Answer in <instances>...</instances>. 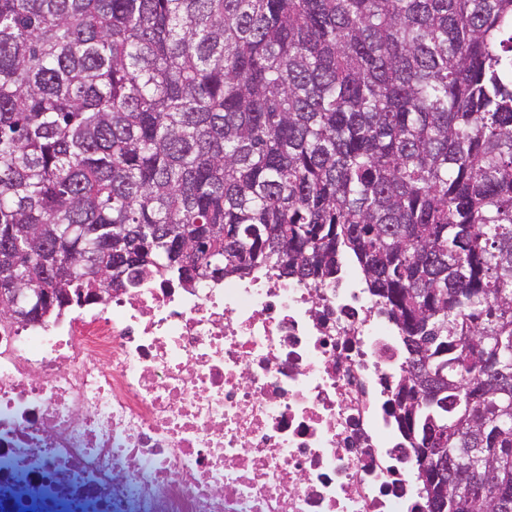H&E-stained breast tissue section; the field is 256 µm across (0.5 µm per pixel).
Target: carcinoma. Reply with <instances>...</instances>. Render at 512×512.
<instances>
[{
  "label": "carcinoma",
  "mask_w": 512,
  "mask_h": 512,
  "mask_svg": "<svg viewBox=\"0 0 512 512\" xmlns=\"http://www.w3.org/2000/svg\"><path fill=\"white\" fill-rule=\"evenodd\" d=\"M346 257L389 414L512 512V0H0V289ZM502 466L477 499L474 455Z\"/></svg>",
  "instance_id": "1"
}]
</instances>
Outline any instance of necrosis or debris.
<instances>
[{"instance_id":"4bbe7bcc","label":"necrosis or debris","mask_w":512,"mask_h":512,"mask_svg":"<svg viewBox=\"0 0 512 512\" xmlns=\"http://www.w3.org/2000/svg\"><path fill=\"white\" fill-rule=\"evenodd\" d=\"M407 356L344 260L150 269L0 321V512H424L388 413Z\"/></svg>"}]
</instances>
